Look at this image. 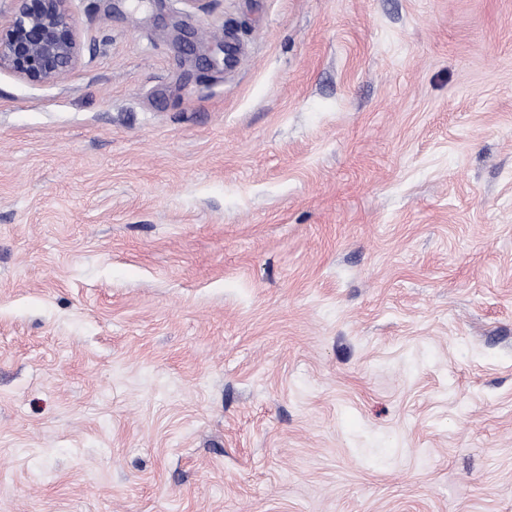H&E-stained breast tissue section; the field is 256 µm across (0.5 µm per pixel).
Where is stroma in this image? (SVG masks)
Returning a JSON list of instances; mask_svg holds the SVG:
<instances>
[{
    "mask_svg": "<svg viewBox=\"0 0 512 512\" xmlns=\"http://www.w3.org/2000/svg\"><path fill=\"white\" fill-rule=\"evenodd\" d=\"M69 7L0 71V512H512V0ZM0 22V70L30 84L62 78L79 59L80 45L69 9L71 0H13Z\"/></svg>",
    "mask_w": 512,
    "mask_h": 512,
    "instance_id": "1",
    "label": "stroma"
}]
</instances>
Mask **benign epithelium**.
Returning a JSON list of instances; mask_svg holds the SVG:
<instances>
[{
    "mask_svg": "<svg viewBox=\"0 0 512 512\" xmlns=\"http://www.w3.org/2000/svg\"><path fill=\"white\" fill-rule=\"evenodd\" d=\"M0 23V70L30 84L62 78L79 59L80 45L69 9L71 0H13Z\"/></svg>",
    "mask_w": 512,
    "mask_h": 512,
    "instance_id": "obj_1",
    "label": "benign epithelium"
}]
</instances>
